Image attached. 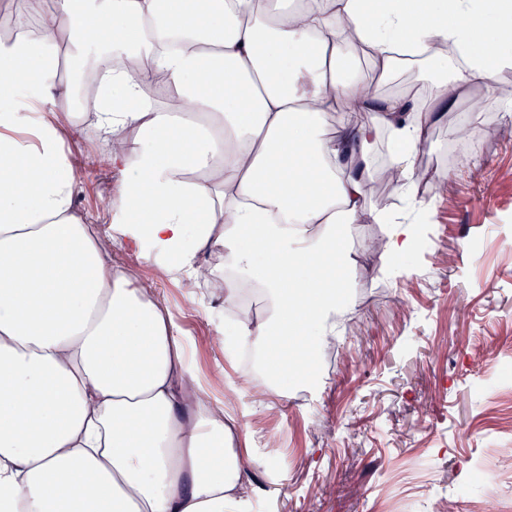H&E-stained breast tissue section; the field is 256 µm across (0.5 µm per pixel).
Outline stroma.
<instances>
[{"instance_id": "obj_1", "label": "stroma", "mask_w": 512, "mask_h": 512, "mask_svg": "<svg viewBox=\"0 0 512 512\" xmlns=\"http://www.w3.org/2000/svg\"><path fill=\"white\" fill-rule=\"evenodd\" d=\"M499 111L496 99L480 113L464 102L434 127L423 154L436 172L422 188L432 214L408 271L365 253L382 225L354 227L347 276L357 286L356 323L337 338L323 390L308 394L282 379L288 397L276 408L229 395L240 363L212 344L223 295L189 300L134 248L114 249L116 262L164 295L196 372L225 407L248 413L250 433L237 449L249 459L252 512H463L462 488L486 489L474 479L479 468L512 501V477L495 453L512 448V406L488 405L501 379L472 352L481 340L512 358V252L502 249L512 240V135H490ZM461 120L482 127L463 166L448 160ZM66 145L78 161L75 206L97 217L113 182L97 161L101 146L88 132Z\"/></svg>"}]
</instances>
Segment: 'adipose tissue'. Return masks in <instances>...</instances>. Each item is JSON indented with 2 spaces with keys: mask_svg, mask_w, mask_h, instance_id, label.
I'll return each mask as SVG.
<instances>
[{
  "mask_svg": "<svg viewBox=\"0 0 512 512\" xmlns=\"http://www.w3.org/2000/svg\"><path fill=\"white\" fill-rule=\"evenodd\" d=\"M0 34V512H244L249 422L195 373L175 314L129 245L187 296L236 304L259 284L242 345L313 380L355 286L347 238L384 227L379 258L412 254L431 205L418 155L471 90L512 70V0H16ZM94 54L93 131L116 181L101 223L74 203L66 139L83 134L57 58ZM367 60L378 82L352 61ZM437 63L420 95L381 91ZM176 93L153 103L155 85ZM138 133L129 145L124 130ZM402 209L373 206L372 147ZM218 253L222 268L200 263Z\"/></svg>",
  "mask_w": 512,
  "mask_h": 512,
  "instance_id": "adipose-tissue-1",
  "label": "adipose tissue"
}]
</instances>
